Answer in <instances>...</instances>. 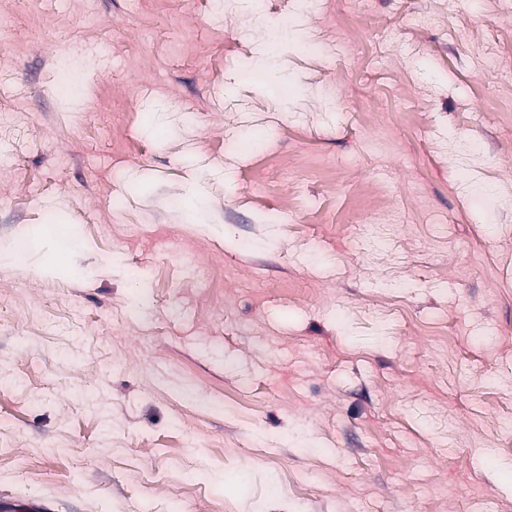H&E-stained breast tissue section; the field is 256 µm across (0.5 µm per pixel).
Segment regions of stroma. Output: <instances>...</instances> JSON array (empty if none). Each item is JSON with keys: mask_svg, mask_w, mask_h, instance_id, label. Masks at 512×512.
I'll list each match as a JSON object with an SVG mask.
<instances>
[{"mask_svg": "<svg viewBox=\"0 0 512 512\" xmlns=\"http://www.w3.org/2000/svg\"><path fill=\"white\" fill-rule=\"evenodd\" d=\"M1 13L0 512H512V0ZM293 34L288 30V35L283 37H276L268 32V29L260 30L257 34H255V41L257 45L259 61H258V69H260L265 77H269L272 80L279 82L288 81V77L283 74H274L267 71L263 68V64L275 56L279 50V48L288 43V41L292 40Z\"/></svg>", "mask_w": 512, "mask_h": 512, "instance_id": "stroma-1", "label": "stroma"}]
</instances>
